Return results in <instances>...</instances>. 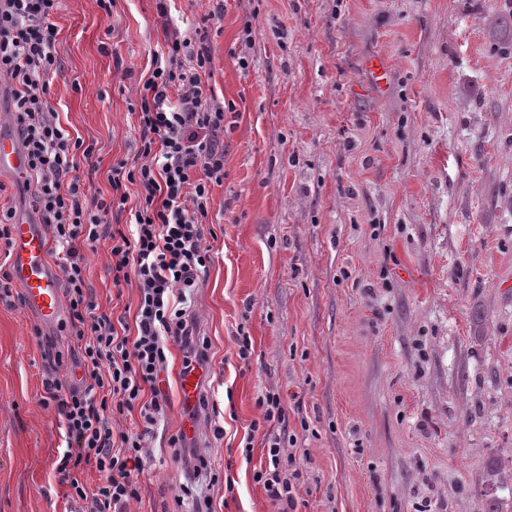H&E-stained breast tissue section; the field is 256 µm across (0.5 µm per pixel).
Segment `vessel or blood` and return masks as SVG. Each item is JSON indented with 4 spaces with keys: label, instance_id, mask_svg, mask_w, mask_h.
<instances>
[{
    "label": "vessel or blood",
    "instance_id": "vessel-or-blood-1",
    "mask_svg": "<svg viewBox=\"0 0 512 512\" xmlns=\"http://www.w3.org/2000/svg\"><path fill=\"white\" fill-rule=\"evenodd\" d=\"M26 169L21 146L0 136V171L22 176ZM13 240L12 275L28 309L42 326L59 325L64 315L62 280L49 256L50 243L44 231L38 224L21 220L13 226Z\"/></svg>",
    "mask_w": 512,
    "mask_h": 512
}]
</instances>
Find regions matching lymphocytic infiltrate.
<instances>
[{"mask_svg": "<svg viewBox=\"0 0 512 512\" xmlns=\"http://www.w3.org/2000/svg\"><path fill=\"white\" fill-rule=\"evenodd\" d=\"M59 0H0V79L8 80L11 112L34 184V204L64 275L69 333L79 349L81 385L45 380L44 389L62 420L66 448L55 472L67 487L72 512H127L138 500V473L147 458L146 438L168 405L161 388L166 350L179 346L183 370L205 366L210 346L195 334V320L182 303L211 262L206 238L208 200L224 181V106L209 84L208 25L197 38L165 30L164 52L155 54L135 110L141 145L136 163L112 168L111 199L89 203L75 175L94 149L72 139L48 99L60 71L51 21ZM129 213V229L104 231L108 213ZM109 237L113 287L136 282L134 321L101 311L89 296L86 254ZM267 430V461L254 474L277 512H295L298 495L282 478V441L277 427L288 413L279 391L257 400ZM139 413L124 428L120 418ZM96 472L89 485L85 475Z\"/></svg>", "mask_w": 512, "mask_h": 512, "instance_id": "1", "label": "lymphocytic infiltrate"}]
</instances>
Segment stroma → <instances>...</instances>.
I'll use <instances>...</instances> for the list:
<instances>
[{
  "instance_id": "1",
  "label": "stroma",
  "mask_w": 512,
  "mask_h": 512,
  "mask_svg": "<svg viewBox=\"0 0 512 512\" xmlns=\"http://www.w3.org/2000/svg\"><path fill=\"white\" fill-rule=\"evenodd\" d=\"M63 0L64 69L49 101L94 147L89 196L135 160L133 109L164 45L155 0ZM209 31L224 115V182L208 205L212 261L188 303L210 344L201 393L169 405L129 512H275L257 398L280 392L305 461L298 512H482L487 458L512 465V0H223ZM251 26V44L243 42ZM247 57L241 68L239 57ZM388 64L383 88L367 64ZM0 207L37 219L0 173ZM87 278L100 310L136 308L105 249ZM19 288L0 299V512H66V443L42 380L78 382L68 329L41 330ZM252 341L249 360L235 336ZM214 479H194L172 436ZM233 486H226V479ZM171 447L174 448L176 456L185 461L188 469L193 470L195 474L206 472L211 476L212 470L209 460L206 457L199 455L195 450L188 453V456L182 458V448H186V444L185 437L181 433L171 440ZM214 476L215 474H212L211 479H213Z\"/></svg>"
}]
</instances>
